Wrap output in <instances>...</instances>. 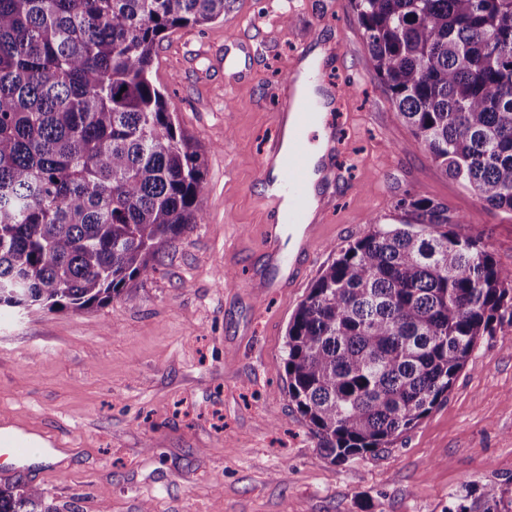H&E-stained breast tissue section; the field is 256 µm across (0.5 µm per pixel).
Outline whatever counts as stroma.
I'll return each mask as SVG.
<instances>
[{
  "label": "stroma",
  "mask_w": 512,
  "mask_h": 512,
  "mask_svg": "<svg viewBox=\"0 0 512 512\" xmlns=\"http://www.w3.org/2000/svg\"><path fill=\"white\" fill-rule=\"evenodd\" d=\"M234 44V63L220 54ZM323 65L342 181L323 242L296 287L263 294L255 271L273 215L259 166L301 52ZM351 0H227L223 18L175 30L152 79L204 157L205 221L137 301L0 311V420L40 441L19 475L57 512H448L512 486V325L483 337L448 395L391 448L338 463L288 397V321L370 217L418 190L464 218L512 268V214L490 209L413 145L367 64Z\"/></svg>",
  "instance_id": "obj_1"
}]
</instances>
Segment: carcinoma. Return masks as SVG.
I'll return each mask as SVG.
<instances>
[{"label":"carcinoma","mask_w":512,"mask_h":512,"mask_svg":"<svg viewBox=\"0 0 512 512\" xmlns=\"http://www.w3.org/2000/svg\"><path fill=\"white\" fill-rule=\"evenodd\" d=\"M368 64L445 175L512 214V0H351ZM225 0H0V308L102 307L201 224L204 161L153 83L157 46ZM288 322V396L333 461L390 448L512 322V269L415 190ZM483 490V512H512ZM0 512H56L0 484Z\"/></svg>","instance_id":"obj_1"}]
</instances>
